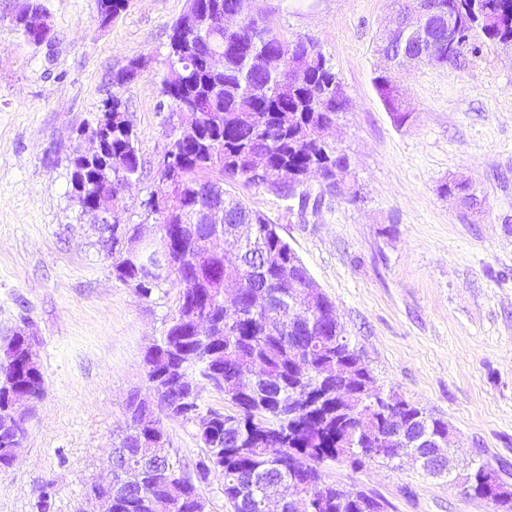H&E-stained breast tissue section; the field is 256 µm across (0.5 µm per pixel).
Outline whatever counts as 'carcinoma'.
<instances>
[{
  "label": "carcinoma",
  "mask_w": 512,
  "mask_h": 512,
  "mask_svg": "<svg viewBox=\"0 0 512 512\" xmlns=\"http://www.w3.org/2000/svg\"><path fill=\"white\" fill-rule=\"evenodd\" d=\"M99 21L107 26L126 11L129 0H104ZM461 19L465 34L449 53L433 64L449 69L466 65L488 44L512 48V0H437ZM179 17L172 27L162 92L172 104L205 109L192 131L181 130L174 148L183 156L176 168L159 170L160 181L183 198L182 210L167 214L155 196L144 201L151 213L163 214L171 246V276L182 285L172 324L147 348L145 380L157 393L160 407L173 406L172 416L192 423L205 456L195 465L196 479L166 451L160 420L147 417L151 404L136 396L126 404V428L112 451V471L102 468L93 489L103 493L112 484V512H184L198 510L195 481L216 471L224 479V500L234 512H258L263 482L275 475L281 482V512H385L387 503L372 491L328 482L323 467L347 462L353 469L375 460L393 463L397 449L423 451L413 435L448 438V422L395 393L384 391L355 345L344 342L334 303L318 288L308 287L303 263L262 212L231 193L238 180L275 197L298 202V215L321 208L335 193L336 176L350 166L336 145L318 139L321 124L348 109L342 85L318 46L310 39L288 38L266 20H249L235 32L211 33L190 28ZM283 45L289 69L276 78L245 70L249 49L264 40ZM224 51V70L207 68L215 51ZM291 81L288 98L282 84ZM376 88L393 121L406 125L411 112L402 102L392 72H378ZM93 124L112 126L103 158L78 164L77 178L94 181L102 167L112 170V188L103 205L123 206L126 182L142 175L133 126L122 100L114 95ZM321 171L316 196L297 183L311 167ZM445 198L472 194L465 179L443 183ZM138 237V226H112V239L101 247L112 257V275L150 299L163 281L156 279L151 255L132 264L124 245ZM209 324L201 336L198 325ZM28 341L0 338V469L13 467L17 429L28 413L16 419L5 412L13 394L33 403L44 394L41 369L26 366ZM357 369L344 385L336 373ZM211 387L233 407L226 414L203 409L192 386ZM11 422H6V419ZM390 420L400 425L395 447L371 454L372 438ZM144 468L141 488H122L127 470ZM450 482L486 497L502 512H512V490L494 468L471 460L466 472L449 474Z\"/></svg>",
  "instance_id": "obj_1"
}]
</instances>
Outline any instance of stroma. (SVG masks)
<instances>
[{"label": "stroma", "mask_w": 512, "mask_h": 512, "mask_svg": "<svg viewBox=\"0 0 512 512\" xmlns=\"http://www.w3.org/2000/svg\"><path fill=\"white\" fill-rule=\"evenodd\" d=\"M20 2L0 0V334L29 322L45 395L19 461L0 471V512H33L48 484L51 512H86L128 397L147 391L144 354L181 287L144 300L115 280L97 227L76 219L68 160L84 144L80 128L119 96L144 166L121 221L154 236L162 217L142 203L160 192L158 164L180 125L162 79L187 0H130L106 27L95 0H41L56 39L39 48L10 23ZM253 7L288 37L315 41L340 78L349 106L333 137L352 176L302 217L262 189L232 191L276 224L378 384L447 421L459 458L480 455L512 483V50L491 45L458 70L403 72L412 115L400 127L373 82L393 0ZM137 57L147 60L141 74L113 85ZM452 177L470 180L480 210L441 197ZM162 423L170 457L192 471L204 454L195 426ZM324 475L375 492L386 512H495L407 460L333 463Z\"/></svg>", "instance_id": "obj_1"}]
</instances>
